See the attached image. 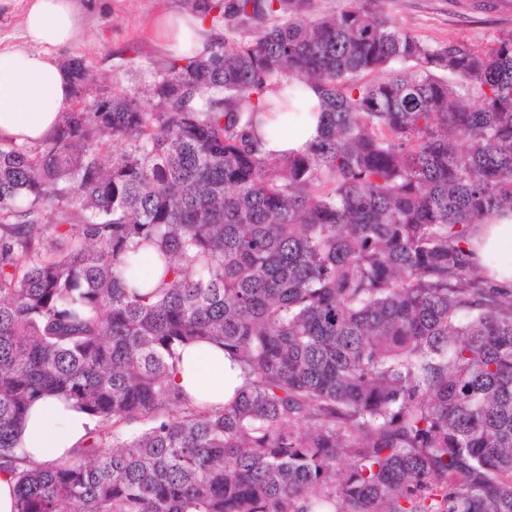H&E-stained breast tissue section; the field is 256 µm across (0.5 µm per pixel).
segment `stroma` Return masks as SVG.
I'll return each mask as SVG.
<instances>
[{
  "label": "stroma",
  "instance_id": "obj_1",
  "mask_svg": "<svg viewBox=\"0 0 512 512\" xmlns=\"http://www.w3.org/2000/svg\"><path fill=\"white\" fill-rule=\"evenodd\" d=\"M183 6V0H96L84 16L95 31L91 43L61 51V59L90 61L101 88L120 84L128 93L146 95L164 54L150 35L156 16ZM380 7L402 30L428 42H461L473 47L512 32V16L477 9L460 10L450 0H381Z\"/></svg>",
  "mask_w": 512,
  "mask_h": 512
}]
</instances>
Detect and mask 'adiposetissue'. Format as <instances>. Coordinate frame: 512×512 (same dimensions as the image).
<instances>
[{"instance_id":"ef3b65f1","label":"adipose tissue","mask_w":512,"mask_h":512,"mask_svg":"<svg viewBox=\"0 0 512 512\" xmlns=\"http://www.w3.org/2000/svg\"><path fill=\"white\" fill-rule=\"evenodd\" d=\"M18 5L21 34L17 43L0 41V138L35 144L55 132L73 96L70 76L59 59L81 32L83 0H0ZM153 34L166 50L189 57L209 56L221 32L198 14L181 10L162 14ZM317 113H266L255 128L265 152L279 155L305 150L320 135ZM470 243L480 260L512 251V215L475 225ZM241 371L221 346L195 344L181 351L171 373L173 384L190 403L219 409L241 385ZM93 421L70 401L50 396L31 408L20 438L30 460H66L92 428Z\"/></svg>"}]
</instances>
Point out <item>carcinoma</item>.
Masks as SVG:
<instances>
[{
    "label": "carcinoma",
    "mask_w": 512,
    "mask_h": 512,
    "mask_svg": "<svg viewBox=\"0 0 512 512\" xmlns=\"http://www.w3.org/2000/svg\"><path fill=\"white\" fill-rule=\"evenodd\" d=\"M315 2L185 0L224 29L209 57L90 100L72 58L57 133L0 139L15 512H512V288L469 242L512 213V33L427 42L376 0ZM317 110L307 150L262 153L263 113ZM199 341L243 372L220 410L171 381ZM51 395L112 446L18 467Z\"/></svg>",
    "instance_id": "obj_1"
}]
</instances>
